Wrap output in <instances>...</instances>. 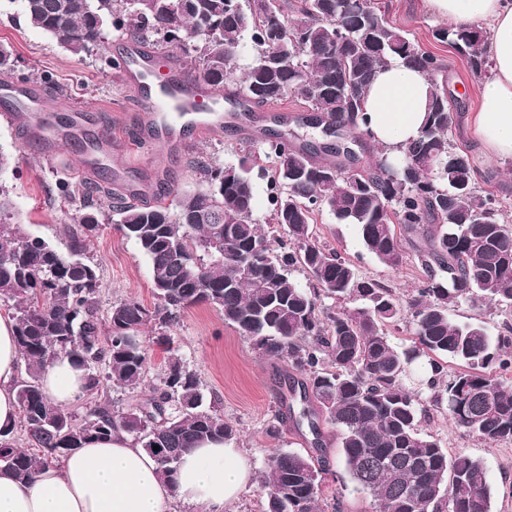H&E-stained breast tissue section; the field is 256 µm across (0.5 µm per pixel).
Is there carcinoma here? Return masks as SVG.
<instances>
[{"instance_id":"1","label":"carcinoma","mask_w":512,"mask_h":512,"mask_svg":"<svg viewBox=\"0 0 512 512\" xmlns=\"http://www.w3.org/2000/svg\"><path fill=\"white\" fill-rule=\"evenodd\" d=\"M25 23L67 52L97 56L112 36L167 55L199 82L220 88L224 100L256 107L294 96L322 124L357 131L364 150L367 90L378 67L399 60L428 76L433 89L419 136L391 173L386 152L373 170L352 173L351 146L288 145L271 130L235 163L194 160L202 188L170 203L147 206L104 185L105 168L76 185L55 184L73 207L66 250L11 220L10 189L0 180V302L10 307L26 378L16 385L22 427L37 451L16 445L14 428L0 427V467L22 480L59 461L93 437L123 431L151 453L163 477L174 479L184 451L206 441H230L236 429L215 407H204L201 380L181 359L168 358L150 396L126 411L94 403L78 414L42 394L38 380L59 353L85 371L86 391L145 385L148 346L141 332L164 330L181 312L207 304L219 310L261 355L288 363L297 412L293 427L321 435L336 427L341 460L375 512H493L484 463L451 453L423 431L422 416L446 410L456 425L492 444L512 442V327L494 335L485 323L461 324L448 314L459 301L512 307V222L496 196L479 187L467 152L451 139L457 110L445 64L421 50L375 0H21ZM433 37L460 52L475 74L490 72L476 27H441ZM253 49L238 71L243 41ZM0 79L52 83L48 74L18 70L0 46ZM268 184L269 223L285 237L271 244L255 219L253 177ZM326 207L340 224L359 228L368 252L397 267L402 241L425 268L421 288L407 301L410 345L395 346L386 328L400 321L393 289L364 278L356 266L312 235L315 211ZM132 241L148 260L154 303L112 302L101 314L100 275L86 257L103 222ZM303 274L304 286L294 276ZM332 300L327 305L324 300ZM359 302L354 308L344 304ZM461 369L448 371V360ZM159 450H153V446ZM314 457L277 448L261 476L262 512H317L326 450Z\"/></svg>"}]
</instances>
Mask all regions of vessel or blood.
I'll return each mask as SVG.
<instances>
[{
    "instance_id": "vessel-or-blood-1",
    "label": "vessel or blood",
    "mask_w": 512,
    "mask_h": 512,
    "mask_svg": "<svg viewBox=\"0 0 512 512\" xmlns=\"http://www.w3.org/2000/svg\"><path fill=\"white\" fill-rule=\"evenodd\" d=\"M157 59L130 51L123 75L130 83L144 86L139 99L145 126L156 136L168 139L183 133L187 123H195L200 132H211L224 124V96L198 83L186 73L167 68L164 79H156ZM24 109L37 114L46 105L39 89L30 84L0 85V114L9 116Z\"/></svg>"
}]
</instances>
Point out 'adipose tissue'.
I'll list each match as a JSON object with an SVG mask.
<instances>
[{
  "label": "adipose tissue",
  "mask_w": 512,
  "mask_h": 512,
  "mask_svg": "<svg viewBox=\"0 0 512 512\" xmlns=\"http://www.w3.org/2000/svg\"><path fill=\"white\" fill-rule=\"evenodd\" d=\"M449 25L485 29L493 61L479 105L470 116L473 142L484 156L512 158V0H422ZM432 83L399 62L377 70L366 97L369 128L391 158L415 139L426 119ZM20 354L14 320L0 312V426L20 414L16 398ZM40 384L49 401L71 407L84 392L83 369L66 355L44 368ZM253 479L249 457L223 442L186 451L174 482L161 478L156 459L124 432L94 438L61 461L21 480L0 469V512H228Z\"/></svg>",
  "instance_id": "ef3b65f1"
}]
</instances>
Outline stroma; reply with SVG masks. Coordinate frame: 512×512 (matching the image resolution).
Segmentation results:
<instances>
[{
	"mask_svg": "<svg viewBox=\"0 0 512 512\" xmlns=\"http://www.w3.org/2000/svg\"><path fill=\"white\" fill-rule=\"evenodd\" d=\"M382 3L395 26L420 48L443 60L448 83L457 92L461 117L454 141L466 148L479 178L487 180L489 190L512 220V159L484 157L473 144L467 122L478 106L482 76L470 72L462 57L433 38V30L441 27L442 21L423 9L422 0ZM19 15L20 7L14 0H0V44L11 49L20 69L51 74L53 82L43 91L63 148L55 160H48L41 145L24 133L22 121L0 118V151L12 155L14 161L13 171L4 179L12 188L13 210L22 224L56 246H64L73 229L72 211L62 202L51 200L49 190L60 176L75 183L82 181L85 146L101 133L111 136L103 164L112 171L113 189L136 194L139 202L147 205L170 201L176 191L200 188L193 169L198 155H208L220 164L234 161L240 146L261 145L266 130L274 127L296 144L319 138L316 130L296 125L294 118L302 105L292 97L276 106L258 108L252 117L230 121L223 131L204 138L189 139L177 146L154 142L141 121L136 88L100 69L92 60L73 57L47 34L21 22ZM77 108L86 111L78 135L71 128ZM312 228L322 243L350 259L360 276L382 281L399 299H407L420 287L424 276L414 251H407L403 263L392 269L362 248L356 226L337 223L328 210L314 213ZM86 255L99 269L103 306L125 298L152 305L149 265L113 225H103L89 242ZM143 338L150 346L148 383H156L166 368L168 352H175L186 366L199 373L207 401L237 428L235 445L248 454L255 474H262L275 449L266 429L275 417L288 415L287 364L258 354L225 325L221 312L207 305L181 314L170 332L171 350L156 345V331L146 330ZM422 427L441 438L450 451L482 460L494 492L493 512H512V442L488 444L465 435L444 413L425 416ZM323 432L334 464L332 474L326 477V494L341 497L343 512H372L369 495L344 476L334 429L327 426Z\"/></svg>",
	"mask_w": 512,
	"mask_h": 512,
	"instance_id": "obj_1",
	"label": "stroma"
}]
</instances>
